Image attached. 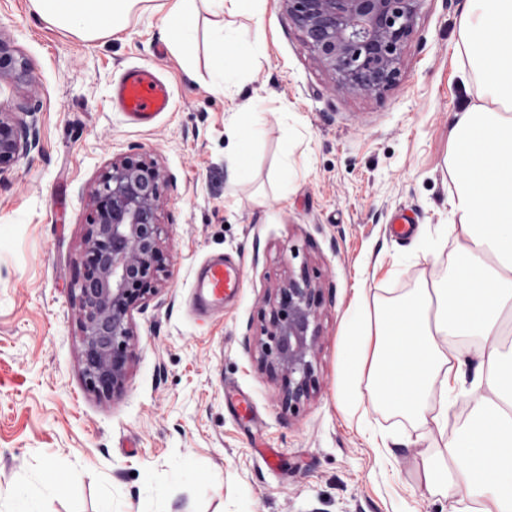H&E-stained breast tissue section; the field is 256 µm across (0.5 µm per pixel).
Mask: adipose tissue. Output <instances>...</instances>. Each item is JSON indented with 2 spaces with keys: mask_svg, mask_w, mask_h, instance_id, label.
Returning a JSON list of instances; mask_svg holds the SVG:
<instances>
[{
  "mask_svg": "<svg viewBox=\"0 0 512 512\" xmlns=\"http://www.w3.org/2000/svg\"><path fill=\"white\" fill-rule=\"evenodd\" d=\"M137 0H30L46 23L93 41L111 34ZM197 0H161L172 54L192 61ZM216 23L210 48L235 47L240 62L260 51L255 34L226 29L224 15L253 17L260 0H206ZM460 25L466 52L482 74V105L454 113L452 150L459 189L440 227L462 263L445 285L398 302L359 294L350 309L343 379L336 393L355 409L364 400L448 425L449 398H464L466 419L447 445L426 440L425 483L454 498L459 512H512V0H473ZM475 361L464 384L462 368Z\"/></svg>",
  "mask_w": 512,
  "mask_h": 512,
  "instance_id": "1",
  "label": "adipose tissue"
}]
</instances>
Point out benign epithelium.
I'll use <instances>...</instances> for the list:
<instances>
[{
	"label": "benign epithelium",
	"instance_id": "benign-epithelium-1",
	"mask_svg": "<svg viewBox=\"0 0 512 512\" xmlns=\"http://www.w3.org/2000/svg\"><path fill=\"white\" fill-rule=\"evenodd\" d=\"M304 43L346 96L382 95L401 74L423 0H283ZM21 92L29 116V70L0 39V80ZM39 142L36 123L0 111V170ZM160 168L126 155L112 162L91 190L93 216L77 260L79 363L86 388L100 398L120 395L134 356L132 312L158 295L166 273ZM325 302L319 271L307 265L269 289L254 340L261 367L278 384L282 407L299 411L316 389L313 359Z\"/></svg>",
	"mask_w": 512,
	"mask_h": 512
}]
</instances>
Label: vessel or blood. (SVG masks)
I'll return each instance as SVG.
<instances>
[{"instance_id":"obj_1","label":"vessel or blood","mask_w":512,"mask_h":512,"mask_svg":"<svg viewBox=\"0 0 512 512\" xmlns=\"http://www.w3.org/2000/svg\"><path fill=\"white\" fill-rule=\"evenodd\" d=\"M121 112L129 123L148 127L169 111L171 95L155 75L146 68L127 70L113 91ZM237 267L216 258L199 270L191 284L193 308L199 317L222 313L224 302L239 286Z\"/></svg>"}]
</instances>
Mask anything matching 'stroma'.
Instances as JSON below:
<instances>
[{"label":"stroma","mask_w":512,"mask_h":512,"mask_svg":"<svg viewBox=\"0 0 512 512\" xmlns=\"http://www.w3.org/2000/svg\"><path fill=\"white\" fill-rule=\"evenodd\" d=\"M469 7L424 0L398 83L380 97H345L283 0H262L249 22L259 62L221 96L210 90L208 51L189 79L147 7L90 43L45 23L28 0H0V39L26 59L40 103L38 145L0 171V226L17 229L0 249V494L47 472L43 512H151L155 497L169 512H242L247 502L255 512H456L423 480L427 422L370 402L350 414L336 390L357 289L398 301L444 280L454 261L451 241L429 255L418 236L450 221V115L481 101L460 27ZM132 67L170 89L172 108L154 127L130 126L112 101ZM256 94L267 100L264 135L234 183L232 114ZM287 150L303 176L284 198L276 175ZM128 154L164 172L169 267L133 313L126 387L105 400L81 378L72 288L90 191ZM399 210L414 215L417 235H391ZM220 255L239 267L240 287L223 313L201 319L190 283ZM305 264L322 271L326 302L318 386L294 415L251 342L268 288ZM187 464L195 479L177 478Z\"/></svg>","instance_id":"obj_1"}]
</instances>
